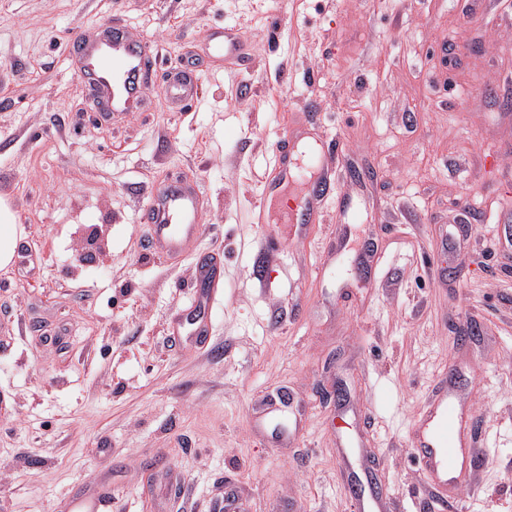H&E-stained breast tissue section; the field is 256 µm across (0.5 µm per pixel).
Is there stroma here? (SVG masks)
<instances>
[{
	"label": "stroma",
	"instance_id": "35a3bbf8",
	"mask_svg": "<svg viewBox=\"0 0 512 512\" xmlns=\"http://www.w3.org/2000/svg\"><path fill=\"white\" fill-rule=\"evenodd\" d=\"M115 19L163 60L104 121L68 45ZM216 28L247 62L205 54ZM300 128L337 201L277 241L255 213ZM172 180L202 195L175 263L141 222ZM0 196L27 249L0 270V512L104 484L112 512H224L228 483L251 512H353L348 441L384 512H512V0H0ZM210 254L200 346L171 326ZM454 368L478 454L451 504L413 448ZM279 391L301 412L259 425ZM166 95L173 102L182 104L181 110L185 109L194 100L196 86L192 78L183 72L175 73L166 89Z\"/></svg>",
	"mask_w": 512,
	"mask_h": 512
}]
</instances>
